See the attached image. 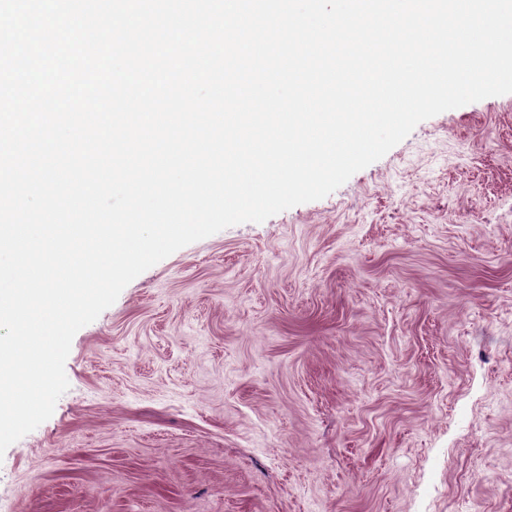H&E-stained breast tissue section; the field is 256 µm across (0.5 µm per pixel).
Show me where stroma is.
Instances as JSON below:
<instances>
[{"instance_id":"stroma-1","label":"stroma","mask_w":512,"mask_h":512,"mask_svg":"<svg viewBox=\"0 0 512 512\" xmlns=\"http://www.w3.org/2000/svg\"><path fill=\"white\" fill-rule=\"evenodd\" d=\"M0 512H512V94L150 267Z\"/></svg>"}]
</instances>
